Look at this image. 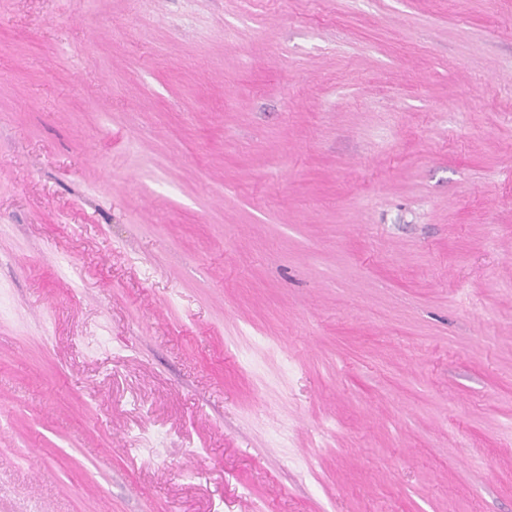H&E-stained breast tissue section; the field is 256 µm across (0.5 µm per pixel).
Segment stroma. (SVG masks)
Masks as SVG:
<instances>
[{
	"mask_svg": "<svg viewBox=\"0 0 512 512\" xmlns=\"http://www.w3.org/2000/svg\"><path fill=\"white\" fill-rule=\"evenodd\" d=\"M0 512H512V0H0Z\"/></svg>",
	"mask_w": 512,
	"mask_h": 512,
	"instance_id": "obj_1",
	"label": "stroma"
}]
</instances>
